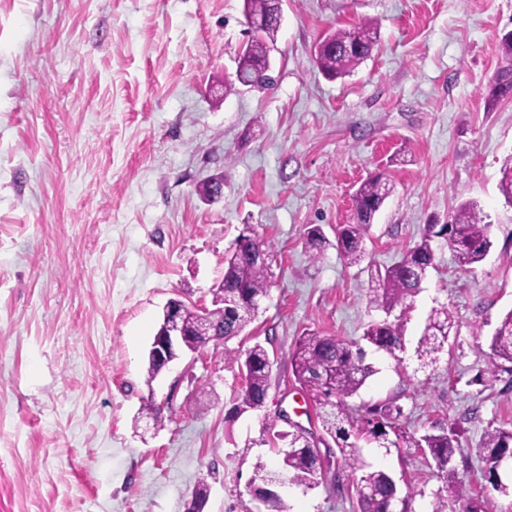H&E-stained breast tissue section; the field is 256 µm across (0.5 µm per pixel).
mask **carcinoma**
<instances>
[{"label": "carcinoma", "instance_id": "obj_1", "mask_svg": "<svg viewBox=\"0 0 512 512\" xmlns=\"http://www.w3.org/2000/svg\"><path fill=\"white\" fill-rule=\"evenodd\" d=\"M245 15H266L271 22L266 29L255 34L238 58L237 71L245 79L260 84L268 82L267 75L259 66L267 60L270 46L267 38L277 29L279 0H244ZM377 39L376 24L366 21L352 29H338L320 41L315 55L318 67L327 75L341 77L352 72L372 54ZM501 62L494 73L491 96L504 99L512 96V31L504 33L500 41ZM499 192L506 204L512 206V165L502 170ZM390 193L389 183L376 175L365 180L356 190L352 222L340 226L336 235V247L351 266H358L366 259L365 236ZM477 203L465 201L455 208L450 223L436 226L430 224L421 241L408 248L399 261L371 273L372 302L385 314L395 309L405 310L407 299L419 288L433 264V238L448 235V244L453 251L456 264L464 269L482 262L492 242L489 224L485 222ZM261 241L246 237L236 241L230 254L224 258V307L209 311L207 320H202L198 310L185 306L182 321L192 332L189 346L201 350L210 344L218 346L212 328L224 327V341L240 335L257 312L253 300L267 296L269 251L264 259L252 256ZM326 237L322 228L311 225L305 233V246L311 258L320 257L325 248ZM456 330V322L448 308L434 309L424 327L416 349L417 359L427 366L437 361L438 354L448 345L449 336ZM363 339L378 350L391 352L401 345V317L389 321L383 319L368 325ZM492 353L499 359L512 363V310L499 320L491 337ZM227 360L238 364L245 374V385L239 393V409H255L261 406L269 389L270 362L264 347L256 344L245 350H225ZM366 353L356 342L345 341L334 336L307 333L299 337L293 352L292 368L297 381L309 393L315 404L322 409L320 415L325 432L332 438L340 452L341 460L357 477V512H386L398 489L392 475L368 463L361 452L359 442L378 448L399 445L401 434L389 438L392 424L372 422L354 412L346 399L356 394L366 380L374 374L371 364L365 362ZM284 442L278 453L281 456L275 470L261 466L254 480L265 488L288 476L292 484L311 487L317 484L322 463L312 450L310 441L299 431L293 430L281 437ZM416 448H426L436 461L438 474L444 479L448 492L459 499L467 497L465 480L453 466L456 454L462 451L454 426L440 428L419 439L411 440ZM480 448L488 471H493L497 462L512 456V429L490 426L484 432Z\"/></svg>", "mask_w": 512, "mask_h": 512}]
</instances>
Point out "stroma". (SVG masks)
<instances>
[{"instance_id":"stroma-1","label":"stroma","mask_w":512,"mask_h":512,"mask_svg":"<svg viewBox=\"0 0 512 512\" xmlns=\"http://www.w3.org/2000/svg\"><path fill=\"white\" fill-rule=\"evenodd\" d=\"M372 20L378 42L351 75L325 76L315 47ZM512 0H281L267 89L225 93L251 37L243 0H0V512H260L252 479L299 423L323 460L284 512H356V476L295 381L300 336L361 340L384 314L366 270L334 239L353 194L393 185L368 231L374 264L398 261L464 201L490 224L486 258L460 269L446 238L408 300L400 348L367 346L375 374L348 398L389 408L406 440L366 447L407 512H512V462L484 477L488 426L512 428V364L490 340L512 309V97L492 99ZM220 178L221 196L202 186ZM329 240L318 259L308 225ZM270 251V288L233 348L262 344L261 407L237 411L242 378L222 347L186 352L154 381L146 358L169 299L212 304L240 235ZM456 330L434 368L415 350L432 308ZM164 411L161 426L139 412ZM459 429L467 500L449 496L410 438Z\"/></svg>"}]
</instances>
